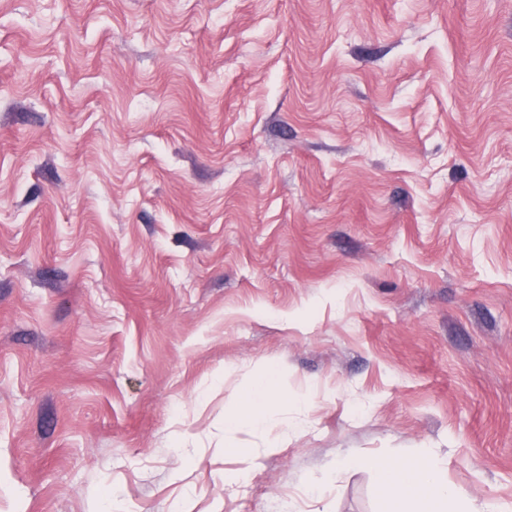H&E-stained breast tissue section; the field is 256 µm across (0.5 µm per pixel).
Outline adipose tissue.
Listing matches in <instances>:
<instances>
[{
  "mask_svg": "<svg viewBox=\"0 0 512 512\" xmlns=\"http://www.w3.org/2000/svg\"><path fill=\"white\" fill-rule=\"evenodd\" d=\"M278 395L276 373H260L239 393L235 411L224 419L225 430L268 427L278 414ZM357 461L350 455L341 457L336 469L345 471ZM358 462L376 477L389 512H466L467 492L449 484L444 468L416 463L403 466L382 456H366Z\"/></svg>",
  "mask_w": 512,
  "mask_h": 512,
  "instance_id": "adipose-tissue-1",
  "label": "adipose tissue"
}]
</instances>
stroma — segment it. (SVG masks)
Segmentation results:
<instances>
[{"label":"stroma","mask_w":512,"mask_h":512,"mask_svg":"<svg viewBox=\"0 0 512 512\" xmlns=\"http://www.w3.org/2000/svg\"><path fill=\"white\" fill-rule=\"evenodd\" d=\"M349 453L512 512V0H0V512H386ZM278 381L274 371L255 377L250 386L239 393L236 410L224 417L225 431L264 429L278 414Z\"/></svg>","instance_id":"35a3bbf8"}]
</instances>
